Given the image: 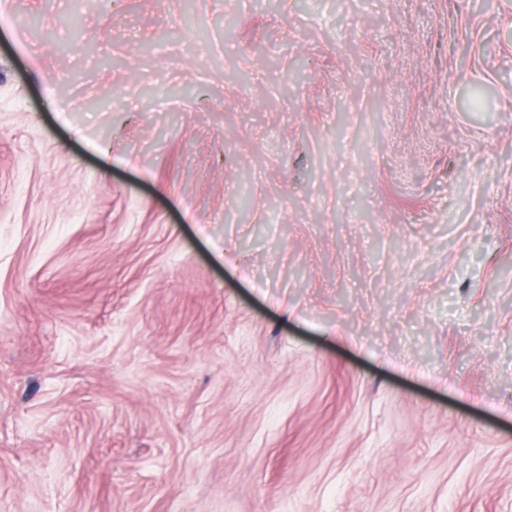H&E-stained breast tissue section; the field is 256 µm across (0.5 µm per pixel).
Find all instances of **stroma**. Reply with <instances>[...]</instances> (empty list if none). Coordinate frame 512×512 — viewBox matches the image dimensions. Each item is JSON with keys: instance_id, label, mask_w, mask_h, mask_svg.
Listing matches in <instances>:
<instances>
[{"instance_id": "obj_1", "label": "stroma", "mask_w": 512, "mask_h": 512, "mask_svg": "<svg viewBox=\"0 0 512 512\" xmlns=\"http://www.w3.org/2000/svg\"><path fill=\"white\" fill-rule=\"evenodd\" d=\"M0 512H512V0H0Z\"/></svg>"}]
</instances>
